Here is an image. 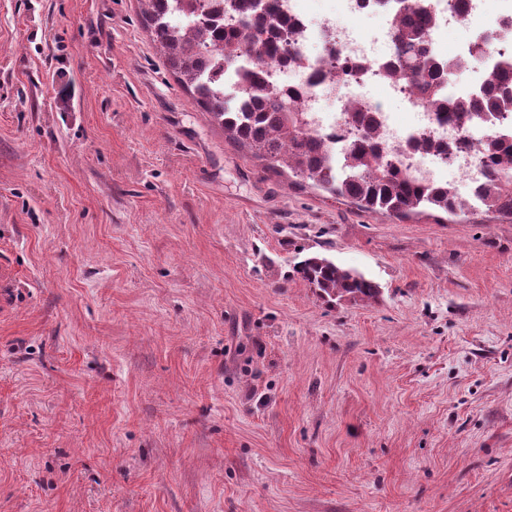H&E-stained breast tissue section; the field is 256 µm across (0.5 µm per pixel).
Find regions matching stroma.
Instances as JSON below:
<instances>
[{"mask_svg": "<svg viewBox=\"0 0 512 512\" xmlns=\"http://www.w3.org/2000/svg\"><path fill=\"white\" fill-rule=\"evenodd\" d=\"M0 264V512H512V221L273 174L140 0H0ZM293 272L315 288L328 303L376 299L378 285L362 274L343 269L321 254H311L297 262Z\"/></svg>", "mask_w": 512, "mask_h": 512, "instance_id": "stroma-1", "label": "stroma"}]
</instances>
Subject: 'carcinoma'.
<instances>
[{
    "mask_svg": "<svg viewBox=\"0 0 512 512\" xmlns=\"http://www.w3.org/2000/svg\"><path fill=\"white\" fill-rule=\"evenodd\" d=\"M144 18L154 31L160 52L179 81L193 94L195 103L224 128L233 143L249 148L267 161V168L290 170L295 177L337 196L347 197L366 212L406 218L414 213L441 210L457 215L470 209L448 196V190L421 186L398 168L382 160L370 134L351 143L345 162L338 170L331 165L321 143L303 128L300 113L283 97L269 91L263 71L252 74L242 88L244 111H228L223 93L205 82L206 60L224 52V68L236 66L244 54L273 58L286 51L285 44L266 36L271 27L270 9L258 12L255 0H240L253 23L245 28H226L212 19L204 0H187L192 6L190 27L174 25L165 15L167 0H143ZM403 18L394 38L398 46L395 71L399 78L419 89L426 102L439 96L441 71L424 48L431 14L406 0ZM512 107V71L488 74L486 93L481 99H460L448 108L458 121L472 112H502ZM488 171L479 205L512 218V145L495 142L482 156ZM293 272L315 288L328 303L371 300L380 295L378 285L362 274L343 269L321 254L297 262Z\"/></svg>",
    "mask_w": 512,
    "mask_h": 512,
    "instance_id": "cac0c4a2",
    "label": "carcinoma"
}]
</instances>
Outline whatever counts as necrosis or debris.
Returning <instances> with one entry per match:
<instances>
[{
	"label": "necrosis or debris",
	"instance_id": "4bbe7bcc",
	"mask_svg": "<svg viewBox=\"0 0 512 512\" xmlns=\"http://www.w3.org/2000/svg\"><path fill=\"white\" fill-rule=\"evenodd\" d=\"M307 2L270 0L278 22L268 35L290 40L289 52L263 61L242 58L231 73L225 72L223 57L213 54L206 68L213 86L236 87L247 73L262 68L274 91L291 93L306 129L333 160L359 135L361 127L351 119L352 109H359L371 117L374 140L386 160L427 187L450 189L454 177H461L467 187L462 199L473 204L486 179L476 155L493 140L512 144V115L485 112L461 125L448 120L446 108L481 95L482 77L470 86L456 80L458 72L469 69L473 55L481 56L484 73L512 69V0H465L461 8L449 0H421L433 16L425 48L444 67L443 95L430 105L394 75L397 0H338V10L319 15L309 12ZM371 17L382 18L383 24L367 36L356 22ZM456 28L466 29L468 36L445 52L442 39ZM374 87L384 91V98L371 96ZM390 99L411 110V123L397 121L386 105Z\"/></svg>",
	"mask_w": 512,
	"mask_h": 512
}]
</instances>
